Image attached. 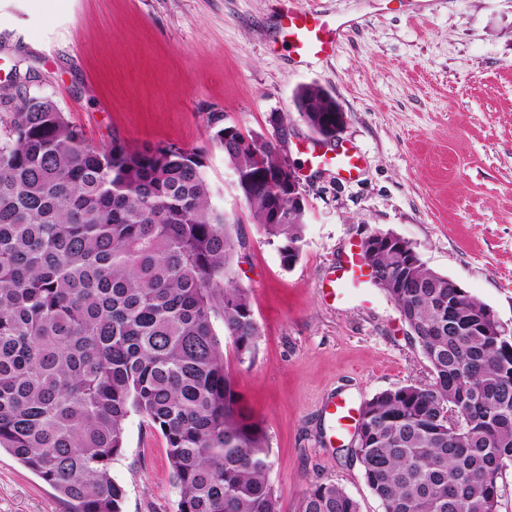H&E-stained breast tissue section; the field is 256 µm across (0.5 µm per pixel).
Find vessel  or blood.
I'll list each match as a JSON object with an SVG mask.
<instances>
[{"label": "vessel or blood", "instance_id": "vessel-or-blood-1", "mask_svg": "<svg viewBox=\"0 0 512 512\" xmlns=\"http://www.w3.org/2000/svg\"><path fill=\"white\" fill-rule=\"evenodd\" d=\"M278 27L283 40L293 46L299 60L303 62L329 55L341 34L336 23L297 8L285 10L280 16ZM308 155L310 165L321 167L332 164L348 173L357 171L361 163L360 157L347 149L332 157L315 149L309 150ZM365 277L361 255L351 248L346 251L337 276L329 279L328 285L334 289L342 283L360 284ZM325 414L342 434L348 433L358 422L357 408L343 399L331 400L325 408Z\"/></svg>", "mask_w": 512, "mask_h": 512}]
</instances>
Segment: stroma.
Wrapping results in <instances>:
<instances>
[{
  "label": "stroma",
  "instance_id": "35a3bbf8",
  "mask_svg": "<svg viewBox=\"0 0 512 512\" xmlns=\"http://www.w3.org/2000/svg\"><path fill=\"white\" fill-rule=\"evenodd\" d=\"M347 21L334 53L299 62L277 32L282 0H0V87L16 61L35 90L97 146L174 143L203 151L216 206L245 246L233 277L250 291L260 336L239 359L221 337L242 403L263 428L280 512H300L310 484L332 481L361 512H382L324 416L334 396L361 405L429 379L406 323L372 283L327 295L322 283L370 232L397 235L431 269L487 304L512 332V0H297ZM316 83L346 123L328 154L348 148L354 174L312 167L314 136L297 114ZM244 135L289 118L288 159L307 205L302 254L284 266L248 218L209 112ZM112 476L123 512H178L162 435L125 423ZM0 512H69L56 492L0 453Z\"/></svg>",
  "mask_w": 512,
  "mask_h": 512
}]
</instances>
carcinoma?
I'll return each instance as SVG.
<instances>
[{"label": "carcinoma", "instance_id": "carcinoma-1", "mask_svg": "<svg viewBox=\"0 0 512 512\" xmlns=\"http://www.w3.org/2000/svg\"><path fill=\"white\" fill-rule=\"evenodd\" d=\"M31 69L0 88V451L53 488L70 512H122L112 478L124 423L161 433L179 512H279L263 428L242 405L213 321L239 359L255 353L250 292L231 276L236 242L212 202L205 155L174 143L89 144ZM298 115L336 137L339 105L317 84ZM254 151L207 121L249 218L285 266L305 224L274 190L278 141ZM377 255L381 288L429 365L427 382L360 406L352 452L383 512H498L512 467V336L491 308L410 253ZM459 408L448 422V410ZM300 512H360L333 482L310 485Z\"/></svg>", "mask_w": 512, "mask_h": 512}]
</instances>
